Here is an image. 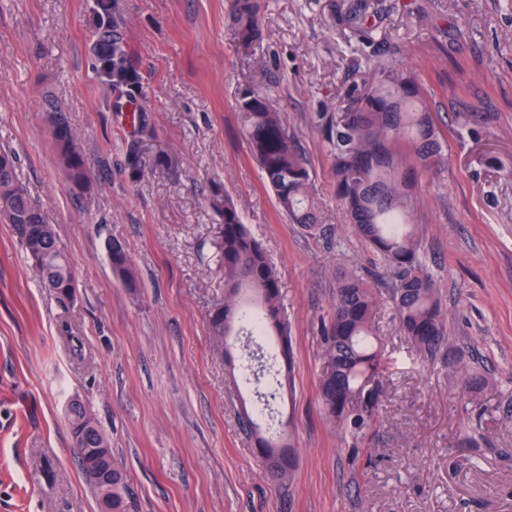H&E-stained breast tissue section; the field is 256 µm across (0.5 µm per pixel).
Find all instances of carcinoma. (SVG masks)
<instances>
[{
    "instance_id": "carcinoma-1",
    "label": "carcinoma",
    "mask_w": 512,
    "mask_h": 512,
    "mask_svg": "<svg viewBox=\"0 0 512 512\" xmlns=\"http://www.w3.org/2000/svg\"><path fill=\"white\" fill-rule=\"evenodd\" d=\"M260 12V0H232L234 36L245 53L263 38ZM93 13L94 74L113 97L139 102L138 136L127 144V165L136 178L151 163L141 147L142 135L149 131L146 97L121 34L118 0H93ZM369 73V80L347 96L342 112L325 129L336 196L358 235L386 263L401 334L432 359L448 345L446 319L438 290L420 257L407 172L447 166L448 141L436 126L423 88L412 77L385 66H371ZM238 107L251 153L280 211L304 233H323L311 166L289 134L282 113L273 108L267 91L258 87L242 88ZM54 139L70 183L87 187L90 171L71 129L57 122ZM0 223L13 226L41 286L61 302L73 300L78 285L67 252L40 206L17 180L13 154L2 149ZM214 245L224 271V301L209 314V335L216 348L224 351L231 373L235 370L234 341L243 332L250 337L253 348L247 370L259 405L269 410L272 402L291 392L290 327L276 270L227 194L224 224ZM109 258L113 273L135 287L129 255L121 243H112ZM376 312L377 295L362 275L348 271L337 279L332 313L323 332L319 395L326 417L356 441L374 421L382 395L385 351L375 334ZM68 418L73 437L87 441L78 460L98 502L104 501V490L89 478V470L108 459L112 461V512H131L127 471L107 436L78 399L70 404ZM242 425L254 441L270 482L279 486L291 481L296 444L287 429L289 423L263 424L245 409Z\"/></svg>"
}]
</instances>
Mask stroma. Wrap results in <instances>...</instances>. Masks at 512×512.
<instances>
[{"mask_svg": "<svg viewBox=\"0 0 512 512\" xmlns=\"http://www.w3.org/2000/svg\"><path fill=\"white\" fill-rule=\"evenodd\" d=\"M369 5V35L340 13ZM122 34L151 110L154 163L126 164L135 129L106 108L90 67V0H0V147L64 244L78 288H41L0 224V512H99L67 404L79 398L124 462L132 512H512V5L507 0H262L264 40L238 53L231 0H120ZM375 55L426 91L448 140L442 172H416L414 220L447 312L448 348L424 361L401 335L385 263L350 224L326 122ZM267 89L311 164L324 235L280 213L236 108ZM94 173L72 186L56 120ZM232 197L277 269L292 327L282 407L299 455L270 484L241 425L242 398L207 329L224 297L213 248ZM126 248L127 287L109 263ZM379 297L383 394L366 438H344L318 395L322 327L341 271ZM82 339L73 350L71 337ZM484 386L460 383L462 369ZM482 427L479 447L464 439ZM113 273L127 286H136V278L130 265L129 255L124 246L119 242H112L109 253Z\"/></svg>", "mask_w": 512, "mask_h": 512, "instance_id": "1", "label": "stroma"}]
</instances>
